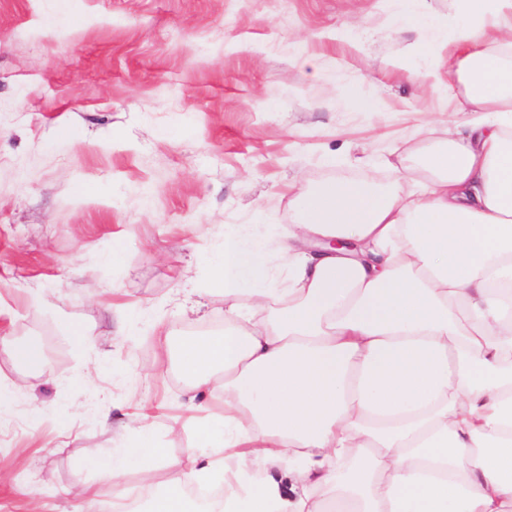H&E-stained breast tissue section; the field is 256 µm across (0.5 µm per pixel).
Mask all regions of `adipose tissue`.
<instances>
[{"mask_svg":"<svg viewBox=\"0 0 512 512\" xmlns=\"http://www.w3.org/2000/svg\"><path fill=\"white\" fill-rule=\"evenodd\" d=\"M404 53L455 101L418 176L388 184L296 181L280 250L287 280L242 225L207 254L224 329L173 341L147 314L202 408L224 415L188 473L154 493L150 440L96 462L112 512L137 466L150 512H184L193 483L220 480L202 512H512V0H394Z\"/></svg>","mask_w":512,"mask_h":512,"instance_id":"ef3b65f1","label":"adipose tissue"}]
</instances>
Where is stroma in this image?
<instances>
[{
  "instance_id": "obj_1",
  "label": "stroma",
  "mask_w": 512,
  "mask_h": 512,
  "mask_svg": "<svg viewBox=\"0 0 512 512\" xmlns=\"http://www.w3.org/2000/svg\"><path fill=\"white\" fill-rule=\"evenodd\" d=\"M53 2L0 0V380L22 374L16 345L44 354L0 412V512H74L71 489L94 480L110 512L89 463L139 442L137 423L116 428L123 408H157L162 483L224 407L218 389L183 417L184 380L148 324L119 331L114 305L163 309L177 336L222 327L205 255L225 225L249 227L279 268L270 228L290 218L292 182L389 181L354 158L389 156L419 111L448 112L416 64L392 65L415 33L376 29L389 0H64L51 28ZM362 20L374 32L337 37ZM309 55L335 71L312 80ZM358 77L379 117L357 111Z\"/></svg>"
}]
</instances>
